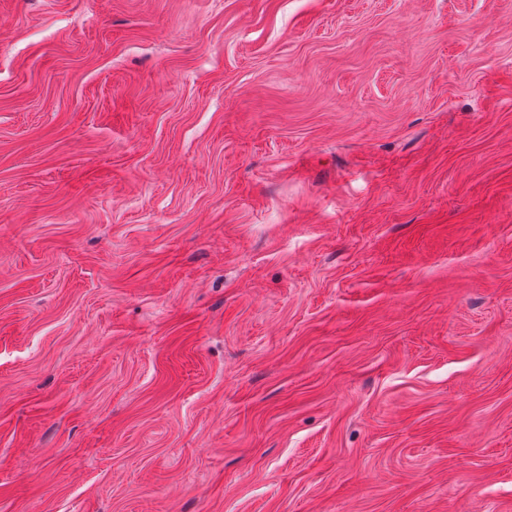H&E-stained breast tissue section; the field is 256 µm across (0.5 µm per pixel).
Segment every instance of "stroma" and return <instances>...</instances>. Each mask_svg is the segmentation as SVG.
<instances>
[{"label":"stroma","instance_id":"obj_1","mask_svg":"<svg viewBox=\"0 0 512 512\" xmlns=\"http://www.w3.org/2000/svg\"><path fill=\"white\" fill-rule=\"evenodd\" d=\"M0 512H512V0H0Z\"/></svg>","mask_w":512,"mask_h":512}]
</instances>
